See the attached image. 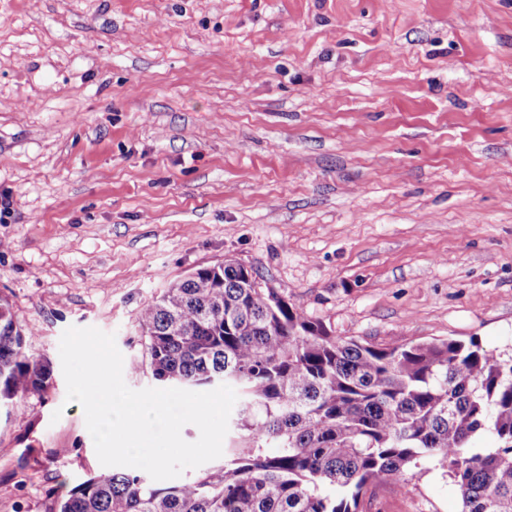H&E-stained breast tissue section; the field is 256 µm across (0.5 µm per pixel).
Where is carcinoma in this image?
Listing matches in <instances>:
<instances>
[{
	"label": "carcinoma",
	"instance_id": "carcinoma-1",
	"mask_svg": "<svg viewBox=\"0 0 512 512\" xmlns=\"http://www.w3.org/2000/svg\"><path fill=\"white\" fill-rule=\"evenodd\" d=\"M138 320L155 381L238 386L224 461L168 485L145 472L91 477L56 512H360L369 484L407 487L429 461L461 512H512V354L473 339L335 336L234 260L165 289ZM51 379L0 296V407ZM484 433L493 447L477 446Z\"/></svg>",
	"mask_w": 512,
	"mask_h": 512
}]
</instances>
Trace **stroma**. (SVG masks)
<instances>
[{
    "label": "stroma",
    "instance_id": "35a3bbf8",
    "mask_svg": "<svg viewBox=\"0 0 512 512\" xmlns=\"http://www.w3.org/2000/svg\"><path fill=\"white\" fill-rule=\"evenodd\" d=\"M0 296L52 383L0 414V512L103 473L59 355L251 266L336 335L512 351V0H0ZM425 463L360 512H460Z\"/></svg>",
    "mask_w": 512,
    "mask_h": 512
}]
</instances>
